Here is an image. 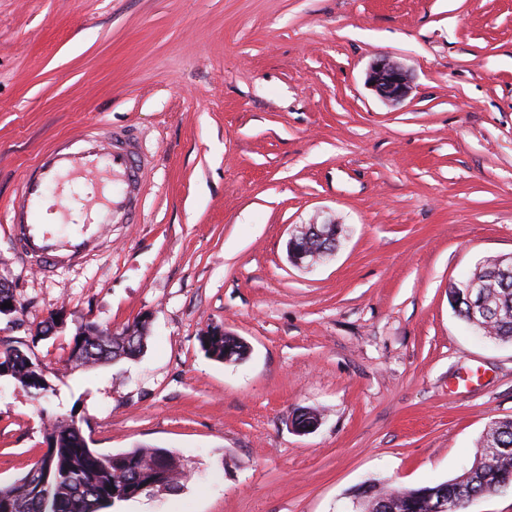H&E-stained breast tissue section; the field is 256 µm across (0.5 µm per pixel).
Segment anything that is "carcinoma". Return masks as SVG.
<instances>
[{
	"mask_svg": "<svg viewBox=\"0 0 512 512\" xmlns=\"http://www.w3.org/2000/svg\"><path fill=\"white\" fill-rule=\"evenodd\" d=\"M499 259L479 263L471 275L448 289L458 317L481 336L512 343V276L499 272ZM479 282L484 310L475 311L469 294ZM89 321L76 328L69 359L95 367L109 361L133 359L143 354L147 324L133 321L110 336H90ZM43 339L36 334L0 339V378L7 377L34 397L46 396L50 386L48 367L32 351ZM205 351L217 360L233 363L249 350L238 336L219 327L200 336ZM48 445L43 465L33 467L10 484H0V512H103L115 503L143 494L175 492L186 478L183 460L165 448H133L101 454L89 447L78 422L72 417H51L45 431ZM512 485V418L490 422L471 464L448 481L417 488L397 489L379 482L364 483L367 501L380 498L390 512H427L429 498L448 500V512H466L476 498Z\"/></svg>",
	"mask_w": 512,
	"mask_h": 512,
	"instance_id": "1",
	"label": "carcinoma"
}]
</instances>
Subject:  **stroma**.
<instances>
[{"label": "stroma", "mask_w": 512, "mask_h": 512, "mask_svg": "<svg viewBox=\"0 0 512 512\" xmlns=\"http://www.w3.org/2000/svg\"><path fill=\"white\" fill-rule=\"evenodd\" d=\"M380 57L401 103L367 83ZM135 139L132 223L47 272L16 251L8 204L61 138ZM344 232L314 270L288 242ZM512 254V0H0V284L29 327L38 400L0 378V483L45 448L43 412L90 448L168 449L176 493L108 512H350L366 479L453 478L512 417V344L475 336L448 287ZM148 316L139 358L69 361L78 324ZM219 326L248 357L206 355ZM317 410L312 433L296 408ZM368 81L380 98L392 103L403 101L410 91L406 71L386 57L372 62L368 72ZM309 225L310 224H308L307 226H309ZM327 225L328 224H311L310 227L305 228L303 230L304 235L294 236L291 239L290 257L295 264H297L299 266L305 265L303 263V260L307 257V255H308L307 249L310 247L309 245L306 244V242H307L308 238L311 236V233L315 234V237H314L315 240H317L318 242H322L321 251L323 253H326L328 255H333L335 253L336 247H334V244H336V242H338V243L340 242L342 228H341V225L335 224L336 225V241L334 242L335 238L332 235L331 230L327 229ZM297 238L304 239V241L301 242V244H299V241L297 240Z\"/></svg>", "instance_id": "stroma-1"}]
</instances>
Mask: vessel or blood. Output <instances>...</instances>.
I'll return each instance as SVG.
<instances>
[{"label":"vessel or blood","mask_w":512,"mask_h":512,"mask_svg":"<svg viewBox=\"0 0 512 512\" xmlns=\"http://www.w3.org/2000/svg\"><path fill=\"white\" fill-rule=\"evenodd\" d=\"M77 177L89 181L91 203L83 209L81 230L61 238L50 229L46 212L54 210L67 223L72 206L61 198L47 207V193ZM141 177L140 152L126 137L88 136L80 147L65 141L43 152L11 204L18 253L51 267L86 259L99 244L101 225L122 221L134 210Z\"/></svg>","instance_id":"obj_1"}]
</instances>
